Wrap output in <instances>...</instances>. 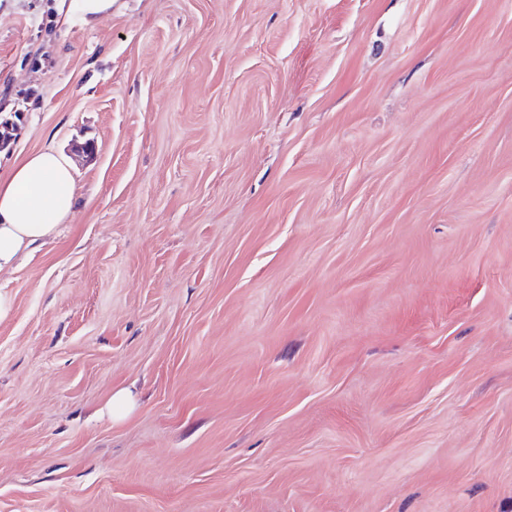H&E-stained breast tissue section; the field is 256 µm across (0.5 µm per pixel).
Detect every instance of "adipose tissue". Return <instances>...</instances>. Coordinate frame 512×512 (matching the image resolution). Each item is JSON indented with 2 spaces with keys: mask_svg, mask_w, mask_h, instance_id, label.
<instances>
[{
  "mask_svg": "<svg viewBox=\"0 0 512 512\" xmlns=\"http://www.w3.org/2000/svg\"><path fill=\"white\" fill-rule=\"evenodd\" d=\"M71 168L56 149L18 159L0 178V271L58 230L75 205Z\"/></svg>",
  "mask_w": 512,
  "mask_h": 512,
  "instance_id": "obj_1",
  "label": "adipose tissue"
}]
</instances>
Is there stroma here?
<instances>
[{
    "mask_svg": "<svg viewBox=\"0 0 512 512\" xmlns=\"http://www.w3.org/2000/svg\"><path fill=\"white\" fill-rule=\"evenodd\" d=\"M14 111L76 203L0 272V512H512V0H0ZM61 23L77 18L85 25L98 24L111 15L112 0H56Z\"/></svg>",
    "mask_w": 512,
    "mask_h": 512,
    "instance_id": "obj_1",
    "label": "stroma"
}]
</instances>
